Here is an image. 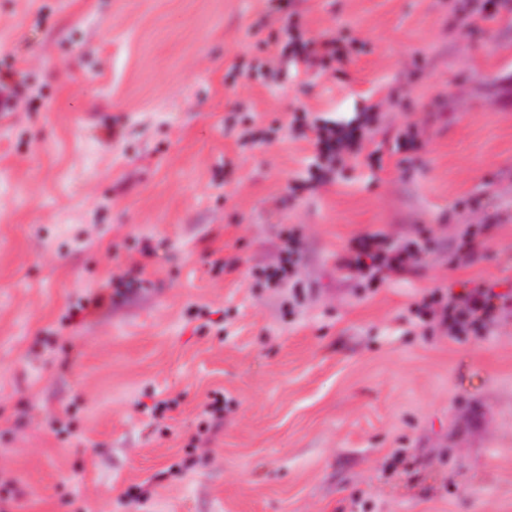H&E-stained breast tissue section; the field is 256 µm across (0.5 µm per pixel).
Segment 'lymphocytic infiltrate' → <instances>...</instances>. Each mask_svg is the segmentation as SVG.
<instances>
[{
  "instance_id": "f902f5d3",
  "label": "lymphocytic infiltrate",
  "mask_w": 512,
  "mask_h": 512,
  "mask_svg": "<svg viewBox=\"0 0 512 512\" xmlns=\"http://www.w3.org/2000/svg\"><path fill=\"white\" fill-rule=\"evenodd\" d=\"M271 12L280 14L284 25L279 41L281 63L289 62L305 69L325 71L344 63L359 44L351 37L319 35L306 37L299 33L295 17L298 0H270ZM381 103L366 107L362 119L335 123L312 116L306 109L293 112L291 131L294 138L310 141L314 157L303 187L316 191L329 183L330 176L346 157L358 153L363 143L378 128ZM428 238H414L400 244L387 241L380 233H368L351 239L340 261L341 269L359 277L361 282L375 288L393 276L408 272L428 250ZM303 239L295 225L281 233V261L277 266L261 269L266 287L298 284L299 259ZM512 293H498L490 288H472L462 292L435 290L415 307V313L426 326L439 323L452 336H480L489 321L508 303Z\"/></svg>"
}]
</instances>
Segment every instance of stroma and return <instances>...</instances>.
I'll list each match as a JSON object with an SVG mask.
<instances>
[{"label": "stroma", "mask_w": 512, "mask_h": 512, "mask_svg": "<svg viewBox=\"0 0 512 512\" xmlns=\"http://www.w3.org/2000/svg\"><path fill=\"white\" fill-rule=\"evenodd\" d=\"M478 3L301 0L303 33L365 51L231 85L281 27L267 0H0V70L24 72L28 100L0 119L10 512H512V305L459 339L411 313L438 288L512 290V0L469 36ZM401 91L412 111L388 108L335 182L300 189L294 107L346 122ZM410 124L421 148L395 150ZM285 224L300 298L255 275ZM471 224L486 244L458 252ZM422 231L403 277L366 289L338 266L355 236ZM118 277L136 290L66 322ZM216 391L224 424L193 444Z\"/></svg>", "instance_id": "obj_1"}]
</instances>
